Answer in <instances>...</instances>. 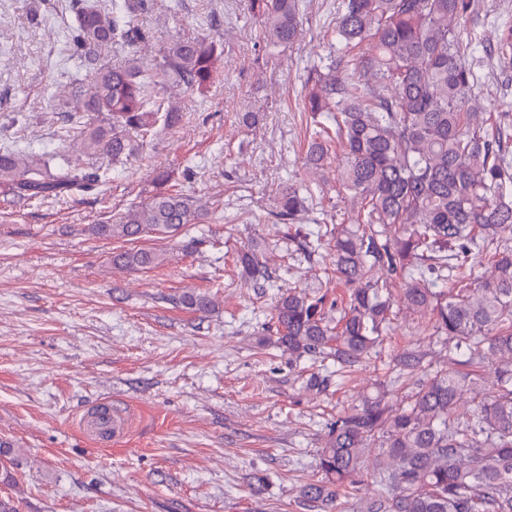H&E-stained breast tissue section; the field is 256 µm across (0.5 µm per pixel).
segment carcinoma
Returning <instances> with one entry per match:
<instances>
[{
  "label": "carcinoma",
  "mask_w": 512,
  "mask_h": 512,
  "mask_svg": "<svg viewBox=\"0 0 512 512\" xmlns=\"http://www.w3.org/2000/svg\"><path fill=\"white\" fill-rule=\"evenodd\" d=\"M76 24L67 43L70 55L97 62L90 77L63 90V122L77 130L87 155L113 164L136 159L146 137L172 129L182 119L166 103L170 85L209 88L221 52L199 36L176 37L159 48L154 70L143 68L140 50L154 42L138 24L148 0L112 3L69 0ZM260 19L264 49L292 45L300 34L301 0H247ZM475 0H342L336 35L343 52L360 50L357 79L343 75L342 61L315 67L306 79L304 111L312 114L307 163L321 167L332 142L346 165L338 180L356 208L336 225L333 260L336 280L351 286L342 315L332 322L325 296L304 291L280 295L273 320L275 343L298 358H330L336 374L357 365L380 342L393 306L384 270L402 283L400 301L433 314L432 335L448 344L457 368L436 372L399 409L380 393L336 416L327 427L318 473L304 485L303 498L322 512L337 507L341 489L376 479L377 492L364 512H512V162L508 123L497 112L474 111L478 76L465 62L476 40L467 25ZM125 46L115 62L102 52ZM490 55L512 53V27L502 28ZM54 155L26 156L0 147V191L19 200L76 197L109 180L108 167L85 168ZM154 193L127 208L94 234L133 241L144 235L172 237L201 224L210 206L171 188L169 171L156 168ZM310 183L295 178L279 188L275 217L293 226L307 208ZM311 257L322 247L315 232H287ZM473 255L485 257L488 274L459 276ZM166 254L144 248L120 249L111 268L134 272L155 267ZM244 281L253 288L274 286L273 273L253 249L238 255ZM179 303L208 313L213 301L186 292ZM425 354L408 348L394 362L398 375L420 370ZM496 364L491 395L472 400L460 418V401L477 389L482 373ZM381 449L371 462L367 451ZM15 450L0 442V475L11 480Z\"/></svg>",
  "instance_id": "carcinoma-1"
}]
</instances>
